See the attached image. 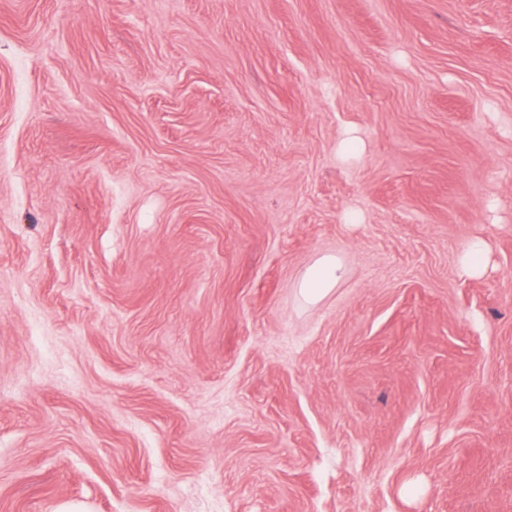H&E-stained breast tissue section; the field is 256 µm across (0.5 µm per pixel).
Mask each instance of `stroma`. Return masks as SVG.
Wrapping results in <instances>:
<instances>
[{
  "instance_id": "35a3bbf8",
  "label": "stroma",
  "mask_w": 512,
  "mask_h": 512,
  "mask_svg": "<svg viewBox=\"0 0 512 512\" xmlns=\"http://www.w3.org/2000/svg\"><path fill=\"white\" fill-rule=\"evenodd\" d=\"M68 506L512 512V0H0V512ZM486 245L477 241L472 243L461 256V267L464 272L476 275L482 271L486 259ZM344 276L343 264L336 255L325 254L315 258L297 281L303 299L318 303L339 285Z\"/></svg>"
}]
</instances>
